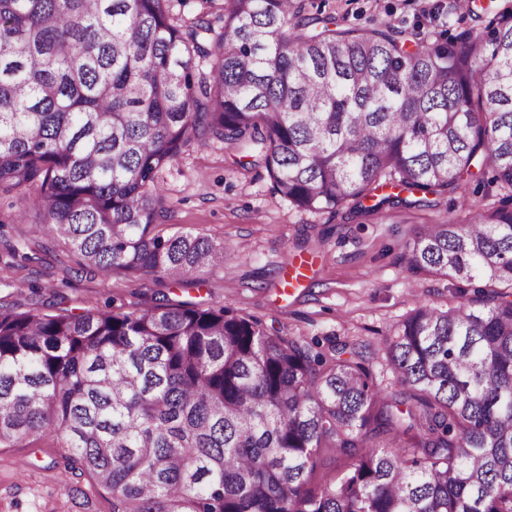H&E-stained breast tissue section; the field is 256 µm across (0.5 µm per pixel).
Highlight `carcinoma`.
Wrapping results in <instances>:
<instances>
[{
  "instance_id": "obj_1",
  "label": "carcinoma",
  "mask_w": 512,
  "mask_h": 512,
  "mask_svg": "<svg viewBox=\"0 0 512 512\" xmlns=\"http://www.w3.org/2000/svg\"><path fill=\"white\" fill-rule=\"evenodd\" d=\"M171 2L0 0V193L32 192L19 216L81 269L181 281L232 256L158 230L159 172L193 143L256 152L305 212L473 179L503 199L464 198L409 246L461 300L384 340L405 392L228 305H0V447L51 440L112 512H512V5L411 49L303 0H224L218 32ZM325 454L353 463L313 487Z\"/></svg>"
}]
</instances>
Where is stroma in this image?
I'll list each match as a JSON object with an SVG mask.
<instances>
[{
    "label": "stroma",
    "instance_id": "obj_1",
    "mask_svg": "<svg viewBox=\"0 0 512 512\" xmlns=\"http://www.w3.org/2000/svg\"><path fill=\"white\" fill-rule=\"evenodd\" d=\"M310 13L338 27L392 25L433 42L482 34L487 18L451 0H314ZM244 151L214 141L191 144L159 174L168 213L164 233L191 229L223 242L233 257L180 282L153 273L78 268L33 218L18 219L17 196L0 197V305L23 312L81 314L190 302L228 305L268 332L320 342L345 341L369 359L379 387L400 390L383 339L422 305L447 307L457 290L440 276L409 269L404 256L420 229L447 216L445 206L397 202L367 216L347 207L302 212L274 195L264 168L246 167ZM306 279L287 291L285 259ZM0 512H112L111 497L66 467L60 449L41 441L0 447Z\"/></svg>",
    "mask_w": 512,
    "mask_h": 512
}]
</instances>
